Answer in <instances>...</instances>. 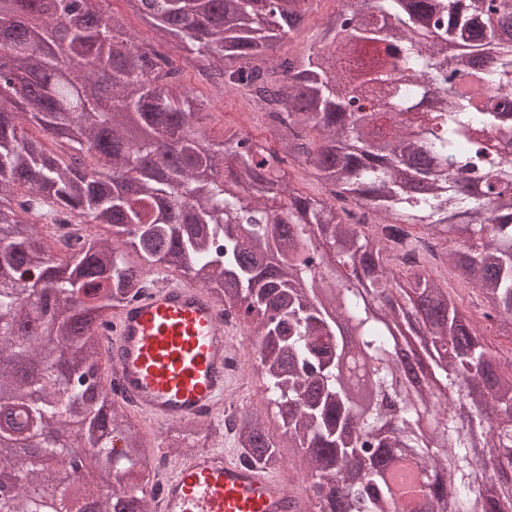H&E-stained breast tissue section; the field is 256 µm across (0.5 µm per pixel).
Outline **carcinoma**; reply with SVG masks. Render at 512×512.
<instances>
[{
	"instance_id": "obj_1",
	"label": "carcinoma",
	"mask_w": 512,
	"mask_h": 512,
	"mask_svg": "<svg viewBox=\"0 0 512 512\" xmlns=\"http://www.w3.org/2000/svg\"><path fill=\"white\" fill-rule=\"evenodd\" d=\"M99 2L61 0V17L41 21L44 38L87 60L80 70L0 16V59L11 61L0 81L21 96L0 92V356L19 364L0 370V410L24 416L9 426L33 444L16 470L20 488L56 481L38 461L66 457L47 438L69 426L103 460L112 438L124 442L115 466L124 487L84 512H156L161 462L126 402L96 380L103 354L90 334L112 319L108 310L151 289L147 265L217 286L227 317L255 315L252 373L309 461L306 495L318 512H512V359L502 365L417 262L441 258L468 274L484 317L512 339V161L477 145L483 136L512 145L508 107L497 103L512 96V0L342 8L312 35L309 54L278 61V81L247 62L297 33L310 0H151L138 14L174 36L169 54ZM180 49L208 60L203 80L249 89L282 152L238 134L224 143L226 177L199 179L214 153L172 58ZM99 70L109 74L101 98L82 95ZM429 85L452 104L424 106ZM368 94L393 106V138L374 136L382 111L364 112ZM133 112L143 136L130 143ZM170 126L183 131L177 159L155 170ZM63 130L72 135L46 148L43 138ZM290 161L316 170L328 194L295 189ZM63 215L125 239L100 240L89 228L46 258L35 224ZM464 235V247H448ZM331 305L371 366L360 399L339 369L347 341ZM36 321L42 339L31 334ZM401 324L429 356L439 392L403 378ZM65 352L84 382L66 397L55 371ZM211 435L251 466H283L253 410L217 419ZM44 506L0 498V512Z\"/></svg>"
}]
</instances>
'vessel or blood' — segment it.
<instances>
[{"instance_id":"vessel-or-blood-1","label":"vessel or blood","mask_w":512,"mask_h":512,"mask_svg":"<svg viewBox=\"0 0 512 512\" xmlns=\"http://www.w3.org/2000/svg\"><path fill=\"white\" fill-rule=\"evenodd\" d=\"M120 397L160 423H182L222 407L231 385L232 333L201 286L163 278L157 289L96 325ZM161 512H309L283 478L223 450L203 449L162 482Z\"/></svg>"}]
</instances>
